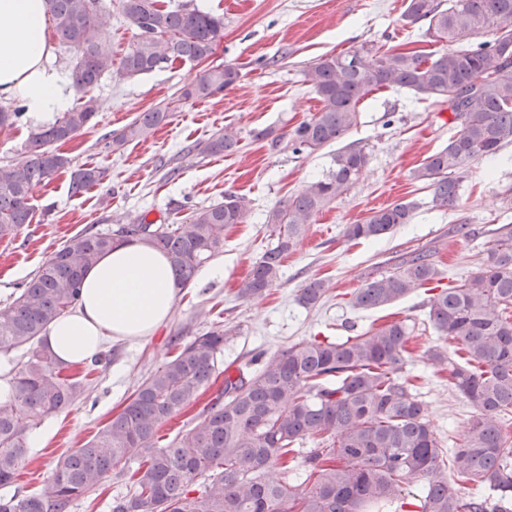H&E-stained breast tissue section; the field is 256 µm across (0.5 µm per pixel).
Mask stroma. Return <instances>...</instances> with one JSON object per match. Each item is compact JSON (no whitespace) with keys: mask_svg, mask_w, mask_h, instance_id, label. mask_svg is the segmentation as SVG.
Listing matches in <instances>:
<instances>
[{"mask_svg":"<svg viewBox=\"0 0 512 512\" xmlns=\"http://www.w3.org/2000/svg\"><path fill=\"white\" fill-rule=\"evenodd\" d=\"M184 1L223 15L224 38L206 66L234 65L239 80L196 101L181 99L180 93L204 66L178 62L136 78L121 76L117 68L106 74L93 91L99 106L93 125L59 147L70 169L34 188L33 222L0 241V306L84 229L128 224L143 213L154 221L182 224L195 208L228 192L250 199L252 217L224 233L223 277H199L182 289L170 320L153 336L106 344L101 363L71 367V374L83 380V397L35 428L40 441L30 445L14 482L0 490L5 495L41 493L58 459L82 447L124 407L138 385L172 356L173 341L188 342L223 324L237 334L225 342L222 364L253 371L258 358L304 339L354 336L383 323L405 322L412 331L406 370L416 378L419 398L444 448H454L466 436L476 414L450 386L447 363L431 356L433 349L446 346L429 320L431 292L421 288L369 310L353 307L351 297L366 279L391 273L395 262L414 250L430 251L442 272L441 287L476 273L495 229L512 224V208L503 204L512 197V144L460 173L455 207H435L431 188L412 173L447 145L454 125L406 89L371 93L359 103V123L346 137L370 155L360 179L307 225L264 295L240 298L239 283L277 238L274 225L265 221L267 212L322 178L332 164L333 148L298 153L289 141L293 128L319 107L305 81L308 67L323 55L364 43L425 53L438 45L404 24L407 0H171L175 5ZM164 105L172 110L168 124L110 148L113 131ZM228 126L240 134L238 151L204 153L206 142ZM84 165L105 168L107 177L82 194H71L70 170ZM396 201L416 203L411 223L375 241L347 237L348 225ZM314 278L325 280L328 290L309 309L298 296ZM126 488L122 467H115L72 512H111L113 497Z\"/></svg>","mask_w":512,"mask_h":512,"instance_id":"stroma-1","label":"stroma"}]
</instances>
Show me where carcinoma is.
<instances>
[{
    "instance_id": "carcinoma-1",
    "label": "carcinoma",
    "mask_w": 512,
    "mask_h": 512,
    "mask_svg": "<svg viewBox=\"0 0 512 512\" xmlns=\"http://www.w3.org/2000/svg\"><path fill=\"white\" fill-rule=\"evenodd\" d=\"M58 44L71 54V77L80 98L55 121L33 131L29 159L0 169V239L33 221L35 186L70 165L57 152L97 114L91 91L112 71V48L102 39L103 0H47ZM121 14L136 30L135 44L121 63L133 78L164 64L201 62L224 38V18L198 8L167 7L160 0H119ZM408 25L426 26L424 37L460 43L480 32L494 38L477 47L434 53L367 44L319 58L306 72L320 107L291 133L294 151L315 152L342 141L358 123V104L369 93L399 87L419 100L448 106L456 133L448 145L417 167L414 179L432 188V202L453 207L459 182L451 174L493 158L512 144V0H408ZM232 65L208 69L182 89L181 97L203 100L233 86ZM168 107L139 113L119 133L112 149L170 122ZM239 144L231 128L204 146L211 155ZM369 153L358 144L336 150L328 174L272 209L267 223L278 230L241 281L238 295L251 298L278 279L284 258L305 225L360 178ZM105 171L82 167L71 173L76 195L102 183ZM416 203L394 202L347 227L351 239L376 240L410 223ZM246 197L192 211L175 228L140 215L112 231L83 230L61 245L0 307V352L23 349L25 360L12 377L13 400L0 404V487L11 484L28 452V435L44 419L74 404L83 385L46 350L42 336L78 302L83 272L118 241H144L169 260L181 285L224 248V230L244 224ZM480 270L444 288L430 301L429 318L448 350V382L477 410L467 436L452 451L459 481L485 486L466 497L448 488L443 452L417 399L413 377L404 373L411 330L390 322L357 336L293 343L255 370L224 368V388L204 406L198 421L165 446L158 427L193 405L218 375V354L234 329L218 326L196 336L149 375L122 410L82 447L55 465L47 488L24 498L0 496V512H70L74 501L101 484L112 468L135 465L129 492L112 500V512H373L378 505L399 512H507L512 500V225L496 229ZM439 272L429 255L403 257L393 272L365 281L352 297L358 309L392 304L433 281ZM327 292L322 279L301 289L310 308ZM317 447L298 457L296 445ZM414 481L415 491H405Z\"/></svg>"
}]
</instances>
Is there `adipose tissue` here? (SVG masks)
Here are the masks:
<instances>
[{"mask_svg": "<svg viewBox=\"0 0 512 512\" xmlns=\"http://www.w3.org/2000/svg\"><path fill=\"white\" fill-rule=\"evenodd\" d=\"M46 0H0V99L45 124L71 102L70 76L50 65ZM180 284L153 247L120 241L85 271L76 308L52 323L44 343L66 364L86 363L109 341H139L165 325Z\"/></svg>", "mask_w": 512, "mask_h": 512, "instance_id": "adipose-tissue-1", "label": "adipose tissue"}]
</instances>
